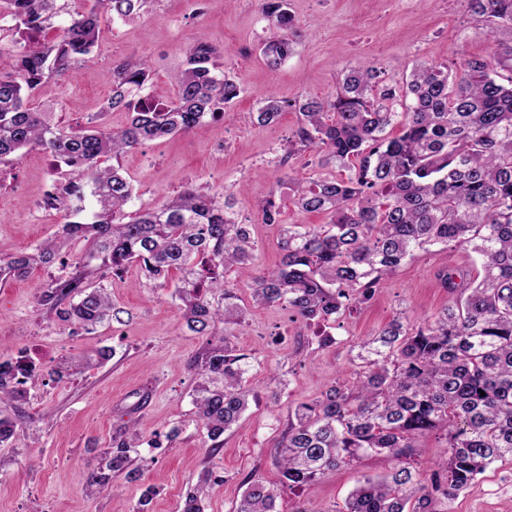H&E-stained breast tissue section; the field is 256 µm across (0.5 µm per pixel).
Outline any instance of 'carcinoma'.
Masks as SVG:
<instances>
[{"instance_id": "cac0c4a2", "label": "carcinoma", "mask_w": 512, "mask_h": 512, "mask_svg": "<svg viewBox=\"0 0 512 512\" xmlns=\"http://www.w3.org/2000/svg\"><path fill=\"white\" fill-rule=\"evenodd\" d=\"M468 2L493 47L460 72L421 63L399 84L361 62L329 97L294 103L264 97L255 125L298 112L288 154L323 152L349 174L294 191V206L327 215L325 224H284L274 200L262 205V223L281 225L282 257L278 269L257 274L250 225L239 221L232 197L221 203L189 185L157 208L132 210V184L120 165L107 164L224 115L239 86L220 68L216 48L198 37L174 76L175 97L160 101L141 95L146 64L113 65L103 111L128 113L127 124L66 131L51 113L31 107L32 92L70 77L91 54L101 14L132 20L144 0H95L90 10L69 16L52 43L42 34L59 14L57 0H0V21L12 22L0 25V53L17 57L15 71L0 75V159L39 149L68 168L66 222L31 251L0 260V279L49 266L70 242L85 241L73 270L51 280L39 304L74 329L91 331L123 322L125 310L103 286L107 274L135 264L147 284L166 288L177 271L182 325L208 337L188 367L197 379L195 421L215 450L253 396L244 385L251 361L230 331L243 323V309L227 273L250 281L255 304L281 306L310 326H325L369 301L415 252L435 245L471 250L480 259V280L464 270L441 275L449 304L431 317L399 316L357 344L350 358L355 379L334 380L317 399L297 404L273 448L281 486L299 489L366 456L388 459L383 477L357 480L342 512H454L460 493L492 464L512 461V0ZM262 13L273 34L259 54L275 68L293 54L297 25L288 0H263ZM401 91L409 99L403 112L396 109ZM395 123L401 134L385 138ZM219 323L224 336L213 341ZM109 357L100 350L56 375H77ZM37 376L26 355L0 360V399L24 400V385ZM431 435L443 440V452L421 480L412 458L416 442ZM144 444L158 447L129 425L117 429L91 473V494L104 492L114 477L138 481L148 462L139 455ZM212 477L209 469L201 475L181 512H204ZM243 485L234 512H278L275 486L254 474Z\"/></svg>"}]
</instances>
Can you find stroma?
<instances>
[{"mask_svg":"<svg viewBox=\"0 0 512 512\" xmlns=\"http://www.w3.org/2000/svg\"><path fill=\"white\" fill-rule=\"evenodd\" d=\"M289 10L301 37L277 68L268 67L258 52L271 34L259 0H146L138 19L103 15L99 39L74 76L44 83L31 104L52 113L65 129L94 116L121 126L125 113L102 110L113 64L146 61L150 78L145 93L170 98L171 78L182 68L187 49L197 36H205L218 49L225 71L235 75L239 96L225 106L222 118L191 133L146 142L124 154L119 164L134 187L136 210L155 208L190 184L219 198L234 195L241 220L251 226L256 269L274 270L281 260L280 230L259 219L266 199H276L287 223L328 221L326 215L298 211L279 177L289 173L306 183L318 177L341 179L349 171L312 152L297 153L289 167H281L279 159L290 146L298 116L289 111L275 124L255 126L249 114L261 98L268 93L290 101L328 96L346 70L364 61L398 81L420 63H445L458 70L465 60L490 51V40L475 27L467 0H289ZM64 181V169L38 150L0 163V258L57 232L66 209H47L44 198ZM83 248V243H73L52 266L0 281V359L30 354L39 367L38 378L27 386L25 422L12 442L0 444V512H136L149 485L158 489L149 512H180L186 494L207 469L224 481L210 490L206 512H232L246 475L279 481L271 450L288 421L289 405L315 399L333 379H352L351 345L400 312H439L449 300L440 272L457 267L481 272L475 254L464 249L434 247L417 253L371 301L331 326L335 343L324 349L311 327L281 308L253 305L247 282L231 279L246 311L235 330L236 342L254 358L247 384L258 399L214 450L191 421L196 378L188 361L205 339L183 329L172 288L139 287L133 267L108 277L113 301L129 310L130 317L90 333L74 332L39 306L50 279L65 275L67 263ZM100 349L111 350V357L79 375L57 378L58 366ZM274 373L285 382L275 401L270 398ZM127 423L147 439L175 426L181 432L162 447L142 448L152 463L140 481L117 478L106 492L90 496L92 470L113 432ZM389 468L387 460L363 459L355 467L328 472L313 490H282L278 508L341 512L359 475H379ZM454 512H512V462L491 465L460 494Z\"/></svg>","mask_w":512,"mask_h":512,"instance_id":"stroma-1","label":"stroma"}]
</instances>
